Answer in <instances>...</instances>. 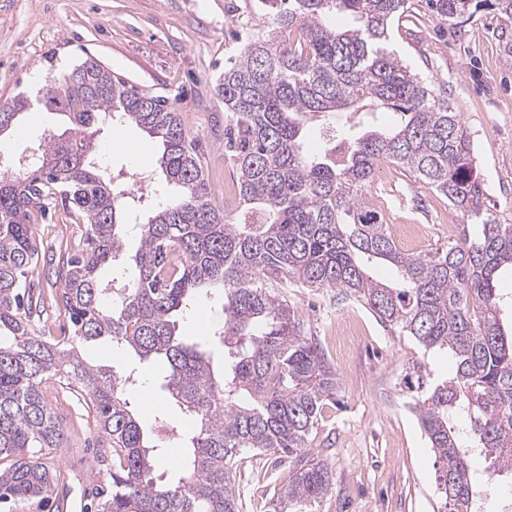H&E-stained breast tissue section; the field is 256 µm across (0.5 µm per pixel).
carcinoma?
Wrapping results in <instances>:
<instances>
[{"label":"carcinoma","mask_w":512,"mask_h":512,"mask_svg":"<svg viewBox=\"0 0 512 512\" xmlns=\"http://www.w3.org/2000/svg\"><path fill=\"white\" fill-rule=\"evenodd\" d=\"M260 2L272 29L245 43L217 85L235 221L208 203L202 162L174 103L89 55L41 96L67 117L70 135L41 142L44 161L0 172V337L10 338L0 342V503L63 508L58 475L41 462L65 441L42 390L52 380L83 400L97 430L95 459L109 481L92 487L91 512H242L238 462L264 451L291 467L268 512H320L334 476L311 448L338 382L278 293L290 279L342 288L424 352L451 354V376L431 379L416 364L407 381L435 458L437 512H476V484L512 475V334L498 288L512 275V224L487 207L459 113L388 46L409 0ZM426 4L454 24L472 17L478 0ZM338 12L351 24L333 25ZM27 107L24 97L0 103V135ZM338 113L354 135L305 150V128ZM102 116L158 139L157 165L180 190L142 225L134 272L118 288L105 286L101 271L122 247L128 204L92 159L88 130ZM385 160L435 189L481 235L464 229L446 247L400 251L365 197ZM49 200L85 226L80 252L60 244L49 258L61 282L55 306L71 322L61 336L34 328L45 300L28 284L42 258L34 221ZM375 260L392 265L396 280L370 275ZM205 286L223 288V329L204 339L177 335L174 313ZM99 340L165 364L160 388L194 418L177 480L153 477L159 448L125 397L130 376L83 355V344ZM214 343L224 347L221 371L206 352ZM474 451L490 461L481 476Z\"/></svg>","instance_id":"1"}]
</instances>
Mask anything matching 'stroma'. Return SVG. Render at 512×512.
Listing matches in <instances>:
<instances>
[{
	"instance_id": "stroma-1",
	"label": "stroma",
	"mask_w": 512,
	"mask_h": 512,
	"mask_svg": "<svg viewBox=\"0 0 512 512\" xmlns=\"http://www.w3.org/2000/svg\"><path fill=\"white\" fill-rule=\"evenodd\" d=\"M267 18L257 0H0V103L24 94L32 103L20 118L22 134L0 136V153L18 155L50 133H62V117L45 112L35 98L41 80L56 77L84 55L96 57L142 89L175 100L189 137L201 156L216 210L232 168L224 156V103L215 90L227 60ZM512 22L487 7L450 26L413 0L396 22L390 44L413 69L460 112L474 148L475 166L500 223L512 224V64L501 41ZM98 162L115 189L134 202L121 230L117 266L133 264L138 229L159 202L173 200L176 187L156 170L159 143L132 125H96ZM367 197L402 250L421 254L459 240L462 227L445 198L385 162ZM43 247H83L84 227L71 223L63 207L37 228ZM282 294L314 337L336 372L338 392L325 405L312 450L331 466L335 486L321 512H434V456L415 416L407 409L405 381L416 362L434 375L451 371L446 356L424 354L416 341L382 324L367 307L338 288H310L289 281ZM221 292L199 293L177 314L182 336H209L224 320ZM92 364L119 366L136 378L128 397L155 444L180 446L187 415L157 392L160 368L139 362L128 350L103 343L89 346ZM51 406L64 426L66 445L46 455L61 473L63 512H76L92 484L102 482L94 462L96 436L82 424L76 399L59 395ZM288 477V462L265 452L241 467L243 512H267L274 480Z\"/></svg>"
}]
</instances>
